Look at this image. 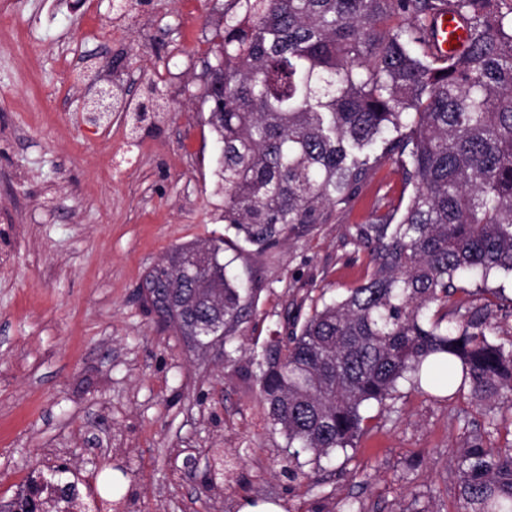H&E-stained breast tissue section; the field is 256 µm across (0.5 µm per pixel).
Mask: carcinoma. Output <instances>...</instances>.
Here are the masks:
<instances>
[{
  "mask_svg": "<svg viewBox=\"0 0 512 512\" xmlns=\"http://www.w3.org/2000/svg\"><path fill=\"white\" fill-rule=\"evenodd\" d=\"M445 9L469 43L441 56ZM212 54L218 92L203 102L222 144L224 223L257 250L326 221L382 161L412 186L405 207L351 225L365 280L313 304L257 360L293 456L355 447L366 407L405 380L468 394L512 434V345L491 342L477 313L441 327L460 312L448 310L456 275L512 273V0H225ZM223 253L181 245L145 279L149 308L200 348L229 344L257 299ZM457 472L463 512H512V440H468ZM0 512L52 510L28 483Z\"/></svg>",
  "mask_w": 512,
  "mask_h": 512,
  "instance_id": "obj_1",
  "label": "carcinoma"
}]
</instances>
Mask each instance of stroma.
I'll use <instances>...</instances> for the list:
<instances>
[{
	"label": "stroma",
	"instance_id": "obj_1",
	"mask_svg": "<svg viewBox=\"0 0 512 512\" xmlns=\"http://www.w3.org/2000/svg\"><path fill=\"white\" fill-rule=\"evenodd\" d=\"M5 2L16 28L0 35V500L31 478L97 497L116 478L132 512H238L247 499L285 512H405L415 499L459 512L462 444L505 443L467 397L401 383L387 406L368 407L355 447L317 463L301 456L287 474L286 440L251 363L285 312L362 283L364 253L348 229L408 199L401 172L379 164L326 222L258 251L224 222L219 146L198 98L224 0H139L120 21L108 0ZM119 57L114 79L135 95L156 83L170 104L163 117L82 121L87 66L111 71ZM215 238L258 290L231 363L221 349L187 348L141 295L172 249ZM454 286L453 304L487 314L492 340L512 342L511 274ZM214 448L242 460L231 485L207 489Z\"/></svg>",
	"mask_w": 512,
	"mask_h": 512
}]
</instances>
